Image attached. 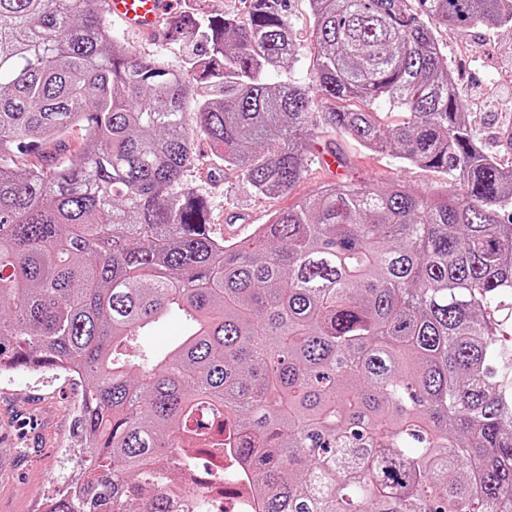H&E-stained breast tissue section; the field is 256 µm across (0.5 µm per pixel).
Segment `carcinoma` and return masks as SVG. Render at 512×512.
Returning a JSON list of instances; mask_svg holds the SVG:
<instances>
[{"instance_id":"1","label":"carcinoma","mask_w":512,"mask_h":512,"mask_svg":"<svg viewBox=\"0 0 512 512\" xmlns=\"http://www.w3.org/2000/svg\"><path fill=\"white\" fill-rule=\"evenodd\" d=\"M101 2L0 0V370L86 382L87 459L51 512H172V475L226 449L260 512H512V166L477 146L434 34L512 30V0H309V86L267 80L295 56L285 0L174 17L195 38L175 67ZM319 130L458 192L330 183L213 236L182 182L194 140L273 197ZM171 313L181 340L139 350Z\"/></svg>"}]
</instances>
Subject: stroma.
<instances>
[{"label": "stroma", "mask_w": 512, "mask_h": 512, "mask_svg": "<svg viewBox=\"0 0 512 512\" xmlns=\"http://www.w3.org/2000/svg\"><path fill=\"white\" fill-rule=\"evenodd\" d=\"M295 60L291 67L269 74L270 82L311 83L315 52L308 0H288ZM111 30L137 55L177 65L186 40L170 32L142 37L118 22ZM448 50V64L459 78L473 125L483 149L501 164L512 165V144L502 138L512 129V34L475 27L463 35L446 29L435 32ZM342 164L327 168L330 153ZM193 159L185 183L208 202L216 235L236 242L271 215L330 182L368 183L386 189L399 184L431 195L454 190L452 178L408 164L387 153L369 154L355 141L340 136L319 138L303 178L290 194L268 198L255 195L234 172L224 169L204 139L192 146ZM83 385L56 371L15 370L0 375V512H40L44 498L64 484L72 467L80 465L86 449L77 429Z\"/></svg>", "instance_id": "1"}]
</instances>
